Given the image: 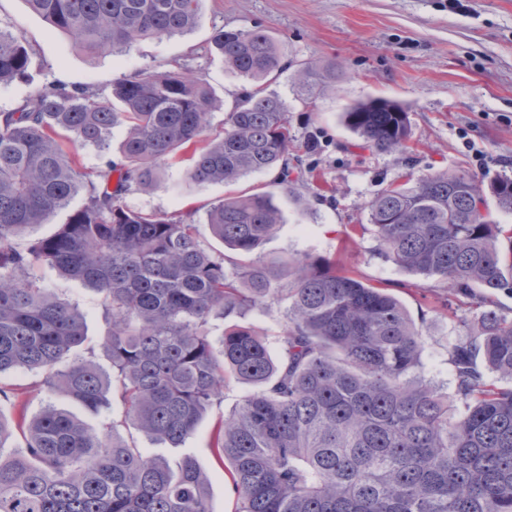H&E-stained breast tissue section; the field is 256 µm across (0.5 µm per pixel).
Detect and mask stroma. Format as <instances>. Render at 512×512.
<instances>
[{"label":"stroma","mask_w":512,"mask_h":512,"mask_svg":"<svg viewBox=\"0 0 512 512\" xmlns=\"http://www.w3.org/2000/svg\"><path fill=\"white\" fill-rule=\"evenodd\" d=\"M0 26L22 34L32 50L27 78L0 84V110L16 107L51 83L88 85L107 95L113 82L135 71H171L191 63L204 68L223 103L210 115L215 130L223 127L236 98L251 88L210 53L215 28L269 31L283 51L284 71L270 89L289 108L291 148L301 152L308 141L318 143L310 170L294 194L284 193L271 172L249 174L231 186L198 185L189 179L186 164L175 163L152 192L130 194L128 206L186 213L206 239L212 204L233 192H270L283 222L263 245L262 256H330L363 281L385 287L413 319L424 322L428 339L421 363L426 377L443 391L454 392L448 350L458 336L476 331V313L461 311L453 302L441 307L443 282L384 261L374 252L371 233L359 227L368 221L369 202L389 185L411 186L439 169L463 170L484 182L512 176V0H203L201 21L191 32L96 56L78 49L25 0H0ZM312 62L335 64V88L318 87L310 93L299 88L296 75ZM372 98L390 99L405 108L410 153L357 148L358 137L343 114ZM30 277L83 313L85 340L74 357H91L109 367L102 344L111 322L100 294L46 264L36 265ZM40 378L35 371L11 369L0 373V385L30 388L31 416L49 401L100 432L123 415L117 401L96 412L62 394L45 398L33 390ZM253 391L252 385L230 381L196 432L179 447L154 443L128 429L123 436L145 453L172 462L192 457L210 477L211 512H235L225 467L211 449V433L216 419Z\"/></svg>","instance_id":"35a3bbf8"}]
</instances>
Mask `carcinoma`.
Listing matches in <instances>:
<instances>
[{
    "instance_id": "cac0c4a2",
    "label": "carcinoma",
    "mask_w": 512,
    "mask_h": 512,
    "mask_svg": "<svg viewBox=\"0 0 512 512\" xmlns=\"http://www.w3.org/2000/svg\"><path fill=\"white\" fill-rule=\"evenodd\" d=\"M92 55L141 39L194 29L203 0H26ZM211 50L256 84L212 133L220 105L197 67L137 71L101 97L87 86L51 84L0 111V373L42 374L38 391L98 409L116 399L121 420L102 433L47 405L0 417V449L14 433L25 450L0 455V512H211L208 476L190 457L177 467L125 440L134 429L176 447L193 435L227 379L256 387L219 417L211 448L227 463L235 512H512V320L494 292L512 291V228L487 219L492 198L512 214V177L482 187L466 172L436 170L414 186L382 190L369 204L375 252L436 277L479 310L478 330L448 350L456 400L419 369L426 340L403 304L327 256L254 257L282 215L268 192L224 198L208 210L204 243L182 213L142 212L125 202L147 193L181 150L196 184L275 171L293 192L288 105L265 91L283 71L282 50L264 30L219 28ZM23 38L0 27V83L27 77ZM310 92L333 88L336 65L298 75ZM363 144L402 153L408 115L374 98L345 112ZM127 134L121 158L88 172L75 144L102 146L112 126ZM77 195L84 203L53 236L25 251L21 230L44 224ZM231 254H226V251ZM47 263L103 295L112 332L92 359L68 363L84 342L82 314L35 286L28 271ZM288 307L278 355L265 336L236 323L211 336L214 317ZM499 375L498 385L487 373Z\"/></svg>"
}]
</instances>
